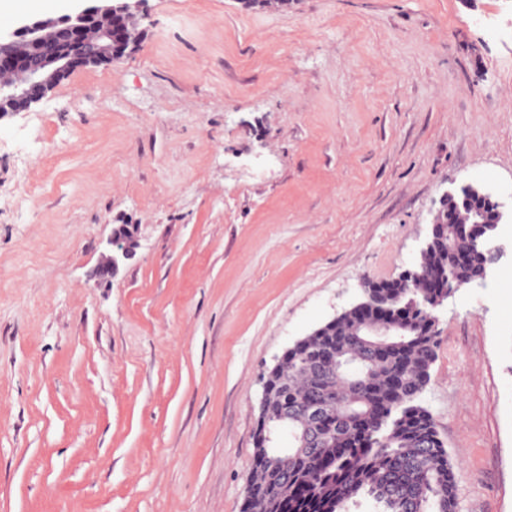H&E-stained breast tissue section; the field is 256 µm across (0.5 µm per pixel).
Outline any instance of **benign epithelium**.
<instances>
[{
  "mask_svg": "<svg viewBox=\"0 0 512 512\" xmlns=\"http://www.w3.org/2000/svg\"><path fill=\"white\" fill-rule=\"evenodd\" d=\"M143 0H93L75 14L44 15L29 19L7 36H0V116L21 112L41 101L55 86L79 68L110 66L136 50L143 34ZM506 213L491 193L467 183L448 191L431 225L425 249L437 242L440 225L473 224L474 244L491 240ZM107 256L110 274L119 259L131 254L130 238Z\"/></svg>",
  "mask_w": 512,
  "mask_h": 512,
  "instance_id": "7a95c632",
  "label": "benign epithelium"
}]
</instances>
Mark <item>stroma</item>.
<instances>
[{
  "instance_id": "1",
  "label": "stroma",
  "mask_w": 512,
  "mask_h": 512,
  "mask_svg": "<svg viewBox=\"0 0 512 512\" xmlns=\"http://www.w3.org/2000/svg\"><path fill=\"white\" fill-rule=\"evenodd\" d=\"M142 9L0 116V512H240L285 349L419 266L444 192L512 206V0ZM491 245L418 398L457 512H512V222Z\"/></svg>"
}]
</instances>
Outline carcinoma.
Masks as SVG:
<instances>
[{"mask_svg": "<svg viewBox=\"0 0 512 512\" xmlns=\"http://www.w3.org/2000/svg\"><path fill=\"white\" fill-rule=\"evenodd\" d=\"M473 225L449 224L443 241L415 270L419 288L396 283L365 293L328 336H309L281 356V377L254 435L253 476L242 512H350L367 496L377 512H456L457 474L432 415L417 403L430 380L438 333L430 298L483 280L487 255L451 264L449 251L470 248ZM383 335H365V321ZM328 365L313 371L317 360ZM321 402V440L310 447L308 422L288 418L292 447L274 448L267 429L279 408Z\"/></svg>", "mask_w": 512, "mask_h": 512, "instance_id": "1", "label": "carcinoma"}]
</instances>
